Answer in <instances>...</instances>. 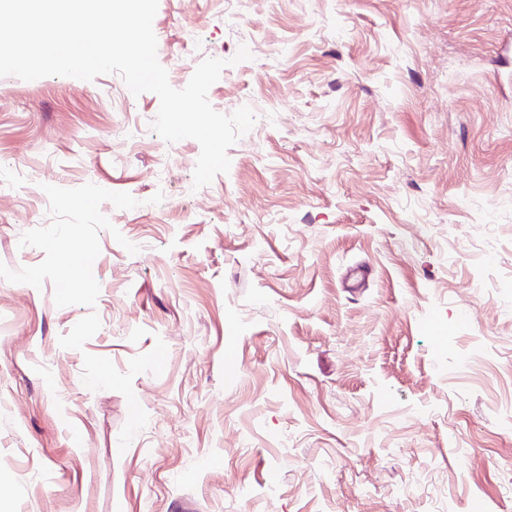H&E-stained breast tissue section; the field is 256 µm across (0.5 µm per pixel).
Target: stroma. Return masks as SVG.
I'll return each instance as SVG.
<instances>
[{
    "label": "stroma",
    "instance_id": "obj_1",
    "mask_svg": "<svg viewBox=\"0 0 512 512\" xmlns=\"http://www.w3.org/2000/svg\"><path fill=\"white\" fill-rule=\"evenodd\" d=\"M153 30L174 88L222 59L210 104L257 115L198 189L156 95L0 77L9 512H512V0Z\"/></svg>",
    "mask_w": 512,
    "mask_h": 512
}]
</instances>
